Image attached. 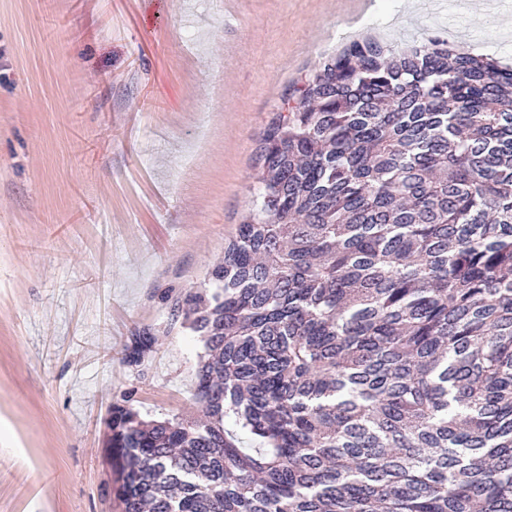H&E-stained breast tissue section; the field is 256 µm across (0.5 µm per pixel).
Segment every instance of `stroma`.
Returning a JSON list of instances; mask_svg holds the SVG:
<instances>
[{"instance_id":"stroma-1","label":"stroma","mask_w":512,"mask_h":512,"mask_svg":"<svg viewBox=\"0 0 512 512\" xmlns=\"http://www.w3.org/2000/svg\"><path fill=\"white\" fill-rule=\"evenodd\" d=\"M364 34L512 64V0H0V512H121L113 405L199 415L172 301L249 211L269 118Z\"/></svg>"}]
</instances>
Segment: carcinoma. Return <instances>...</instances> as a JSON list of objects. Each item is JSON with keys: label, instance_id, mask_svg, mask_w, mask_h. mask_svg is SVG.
Returning <instances> with one entry per match:
<instances>
[{"label": "carcinoma", "instance_id": "obj_1", "mask_svg": "<svg viewBox=\"0 0 512 512\" xmlns=\"http://www.w3.org/2000/svg\"><path fill=\"white\" fill-rule=\"evenodd\" d=\"M256 167L212 287L173 300L204 417L112 409L122 512H512V66L353 40Z\"/></svg>", "mask_w": 512, "mask_h": 512}]
</instances>
